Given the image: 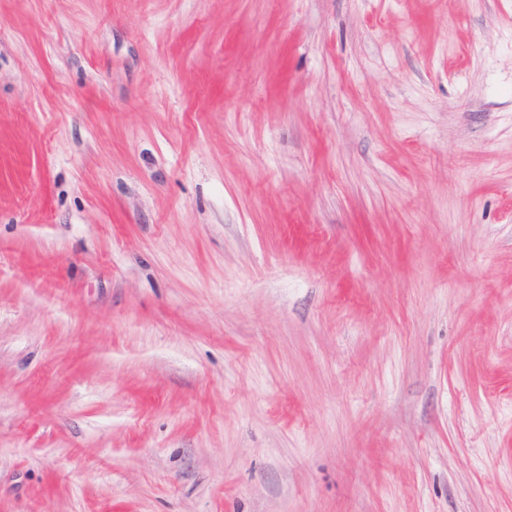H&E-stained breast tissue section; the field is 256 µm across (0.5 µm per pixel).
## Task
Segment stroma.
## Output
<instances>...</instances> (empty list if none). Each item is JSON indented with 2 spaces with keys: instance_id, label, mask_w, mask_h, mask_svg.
<instances>
[{
  "instance_id": "35a3bbf8",
  "label": "stroma",
  "mask_w": 512,
  "mask_h": 512,
  "mask_svg": "<svg viewBox=\"0 0 512 512\" xmlns=\"http://www.w3.org/2000/svg\"><path fill=\"white\" fill-rule=\"evenodd\" d=\"M0 512H512V0H0Z\"/></svg>"
}]
</instances>
